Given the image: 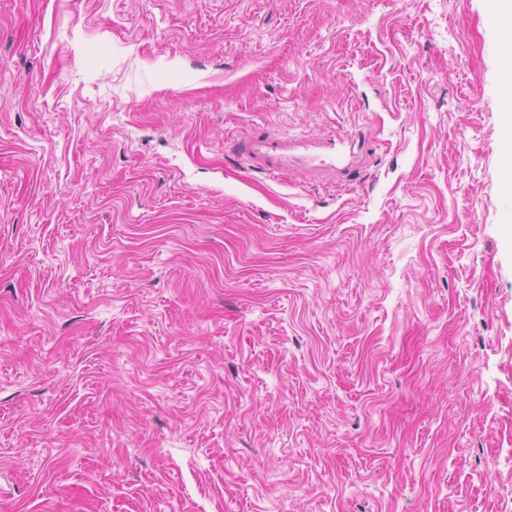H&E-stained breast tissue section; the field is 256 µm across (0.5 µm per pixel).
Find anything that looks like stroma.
Masks as SVG:
<instances>
[{
  "label": "stroma",
  "instance_id": "1",
  "mask_svg": "<svg viewBox=\"0 0 512 512\" xmlns=\"http://www.w3.org/2000/svg\"><path fill=\"white\" fill-rule=\"evenodd\" d=\"M496 0H0V512H512ZM264 126L347 179L247 170ZM296 141L298 138L283 137L267 128H259L248 137L237 140L233 148L241 159L251 163L250 166L272 177L283 175L294 165L327 166L346 173L365 148V143L361 144L360 140L350 139L346 144L344 140L337 143L335 139H327L316 143L318 151L298 154L294 152L298 147ZM344 157L349 158L347 164H344Z\"/></svg>",
  "mask_w": 512,
  "mask_h": 512
}]
</instances>
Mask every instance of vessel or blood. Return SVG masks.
<instances>
[{"label": "vessel or blood", "instance_id": "b4317fda", "mask_svg": "<svg viewBox=\"0 0 512 512\" xmlns=\"http://www.w3.org/2000/svg\"><path fill=\"white\" fill-rule=\"evenodd\" d=\"M233 148L241 159L272 177L283 175L294 165L337 166L346 173L350 170V161L356 160L364 150L363 144L355 139L348 140L342 147L336 140L327 139L319 142L317 151L299 154L295 151V138L281 136L266 128L237 140Z\"/></svg>", "mask_w": 512, "mask_h": 512}]
</instances>
